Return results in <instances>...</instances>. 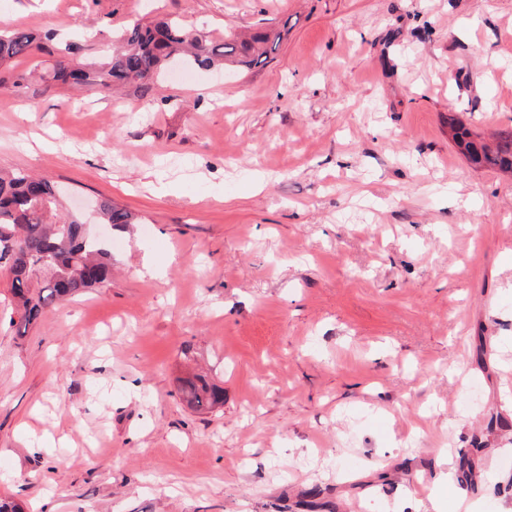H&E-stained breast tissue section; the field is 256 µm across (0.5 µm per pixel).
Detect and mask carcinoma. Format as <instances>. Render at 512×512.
<instances>
[{
    "mask_svg": "<svg viewBox=\"0 0 512 512\" xmlns=\"http://www.w3.org/2000/svg\"><path fill=\"white\" fill-rule=\"evenodd\" d=\"M53 39L50 30L41 34L27 29L0 32V63L44 53L46 43ZM280 39V32L265 28L246 38L226 37L216 45L205 34L188 31L177 19L135 23L123 31L112 57L98 70L73 67V45L58 48L52 79H72L103 90L135 83L147 91L173 57H186L205 67L220 61L227 68H250L275 54ZM448 129L453 143L474 167L512 174V129L499 132L492 145L455 118L448 119ZM95 211L97 219L118 230L137 223L133 212L110 199L99 200ZM2 262L12 274L10 291L17 318L11 324L19 336L50 305L112 283V251L106 243L85 234L80 216L59 212L54 185L22 170L0 172ZM182 392L200 409L224 404V389L202 375L184 380Z\"/></svg>",
    "mask_w": 512,
    "mask_h": 512,
    "instance_id": "1",
    "label": "carcinoma"
}]
</instances>
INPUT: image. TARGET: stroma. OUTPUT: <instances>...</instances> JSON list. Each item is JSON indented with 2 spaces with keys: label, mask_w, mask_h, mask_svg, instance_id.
I'll return each mask as SVG.
<instances>
[{
  "label": "stroma",
  "mask_w": 512,
  "mask_h": 512,
  "mask_svg": "<svg viewBox=\"0 0 512 512\" xmlns=\"http://www.w3.org/2000/svg\"><path fill=\"white\" fill-rule=\"evenodd\" d=\"M0 0L107 62L165 17L274 58L149 91L0 65V168L109 198L110 287L26 336L0 265V493L25 512H501L512 501V0ZM95 37H86V30ZM30 79L13 87V74ZM206 374L224 404L182 402ZM467 464V483L449 480ZM448 129L453 143L474 167L512 174V129L499 132L493 145L482 140L458 119L449 118ZM95 211L97 219L104 224H111L117 230L126 229L129 224H137V217L133 212L113 203L111 199L99 200Z\"/></svg>",
  "instance_id": "1"
}]
</instances>
